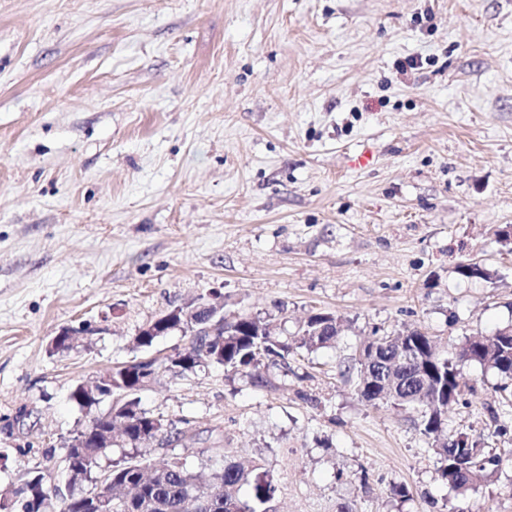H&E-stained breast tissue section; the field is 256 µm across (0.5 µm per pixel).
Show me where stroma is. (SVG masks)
I'll use <instances>...</instances> for the list:
<instances>
[{
    "instance_id": "1",
    "label": "stroma",
    "mask_w": 512,
    "mask_h": 512,
    "mask_svg": "<svg viewBox=\"0 0 512 512\" xmlns=\"http://www.w3.org/2000/svg\"><path fill=\"white\" fill-rule=\"evenodd\" d=\"M508 225L512 0H0V512L64 484L75 387L185 347L134 338L215 294L343 331L258 383L160 370L148 462L261 465L277 512H512V378L459 367L445 430L503 457L463 491L417 412L361 400L349 368L369 336L450 350L512 325Z\"/></svg>"
}]
</instances>
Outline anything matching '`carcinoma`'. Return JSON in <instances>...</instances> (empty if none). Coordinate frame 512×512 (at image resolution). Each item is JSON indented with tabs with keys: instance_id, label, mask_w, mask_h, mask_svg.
<instances>
[{
	"instance_id": "carcinoma-1",
	"label": "carcinoma",
	"mask_w": 512,
	"mask_h": 512,
	"mask_svg": "<svg viewBox=\"0 0 512 512\" xmlns=\"http://www.w3.org/2000/svg\"><path fill=\"white\" fill-rule=\"evenodd\" d=\"M340 332L337 317L315 314L298 326L291 341L282 339L274 322L268 318L246 314L224 318V353L210 352L203 356L208 337L194 336L185 351H177L167 358L169 369L179 373L190 371V356L205 358L209 363L224 366V370L261 378L255 371L271 357L285 359L294 350L315 351L336 342ZM407 351L411 359H399V352ZM470 361L487 366L512 378V334L496 332L481 339L468 338L451 354L439 353L432 337L420 330L391 333L361 343L355 360L358 395L365 401L376 402L385 391H396L392 403L418 410L420 432L434 439L435 453L447 462L442 476L456 489H468L487 481L502 465L501 454L486 449L467 435L444 434L448 404L459 395L458 363ZM119 382L113 394L119 396L112 419L129 418L135 424L127 427L121 436V446L137 448L149 441L145 429L160 433L163 424L139 408L136 395L125 394L123 386L133 383L125 378L123 368L112 372ZM112 452L100 448L94 437L88 436L83 449L67 448L74 466L83 465L84 457L98 458ZM219 483L213 493L212 512H269L275 498L276 486L263 473H254L234 462L224 463L216 471ZM197 480L185 465L174 460L166 466L145 475L130 461L112 465V512H186L188 493Z\"/></svg>"
}]
</instances>
